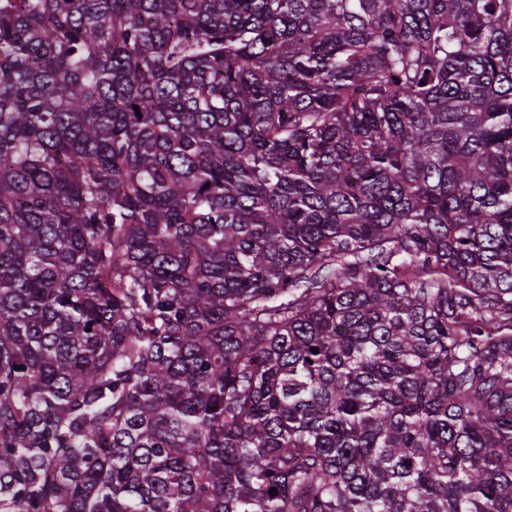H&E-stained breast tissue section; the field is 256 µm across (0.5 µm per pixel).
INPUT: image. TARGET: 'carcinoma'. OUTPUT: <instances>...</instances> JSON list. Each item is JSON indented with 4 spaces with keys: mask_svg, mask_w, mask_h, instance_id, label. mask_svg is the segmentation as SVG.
Masks as SVG:
<instances>
[{
    "mask_svg": "<svg viewBox=\"0 0 512 512\" xmlns=\"http://www.w3.org/2000/svg\"><path fill=\"white\" fill-rule=\"evenodd\" d=\"M0 512H512V0H0Z\"/></svg>",
    "mask_w": 512,
    "mask_h": 512,
    "instance_id": "cac0c4a2",
    "label": "carcinoma"
}]
</instances>
